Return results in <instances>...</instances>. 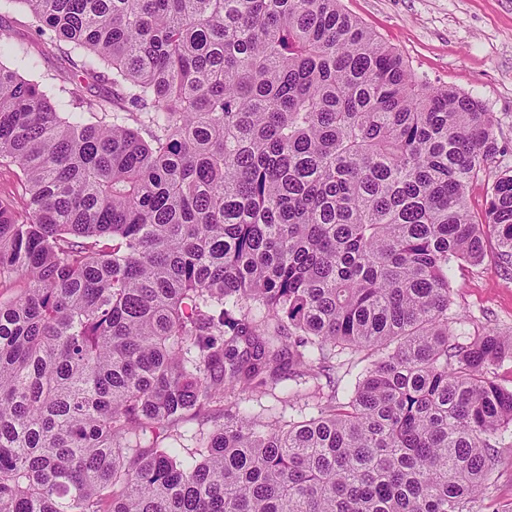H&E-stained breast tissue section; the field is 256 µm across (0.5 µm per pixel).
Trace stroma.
<instances>
[{
	"label": "stroma",
	"instance_id": "1",
	"mask_svg": "<svg viewBox=\"0 0 512 512\" xmlns=\"http://www.w3.org/2000/svg\"><path fill=\"white\" fill-rule=\"evenodd\" d=\"M349 15L398 51L422 80L479 100L498 122L502 148L468 193L473 215L489 201L487 186L512 170V0H341ZM21 11L0 21L12 43L39 56L33 78L68 69L66 58L41 54L42 36L21 23ZM481 264H459L451 280V311L464 315L466 338L495 329L512 336V267L501 263L496 239L485 242ZM498 451L494 481L470 512H512V431L492 440Z\"/></svg>",
	"mask_w": 512,
	"mask_h": 512
}]
</instances>
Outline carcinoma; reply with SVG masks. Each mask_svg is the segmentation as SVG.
<instances>
[{"instance_id": "carcinoma-1", "label": "carcinoma", "mask_w": 512, "mask_h": 512, "mask_svg": "<svg viewBox=\"0 0 512 512\" xmlns=\"http://www.w3.org/2000/svg\"><path fill=\"white\" fill-rule=\"evenodd\" d=\"M15 5L72 70L0 34V512H467L512 427V336L448 316L512 262L492 113L340 0ZM277 388L317 414L256 419ZM69 68V62L66 60V58L61 57L58 54L50 53L39 56V68L34 74H23L28 78L37 81L42 80L43 82L49 83L51 82L49 78L52 77V75L57 74L61 70H67ZM224 403H215L212 404L206 411L201 413L194 420H190L182 423L179 426V431L181 432L182 438L178 440V444L181 447L193 448L195 440L193 439L194 433L198 430L202 423H204L205 429H212L216 425L224 424ZM164 444L174 443V446L180 447L175 441L171 439H165L163 441Z\"/></svg>"}]
</instances>
